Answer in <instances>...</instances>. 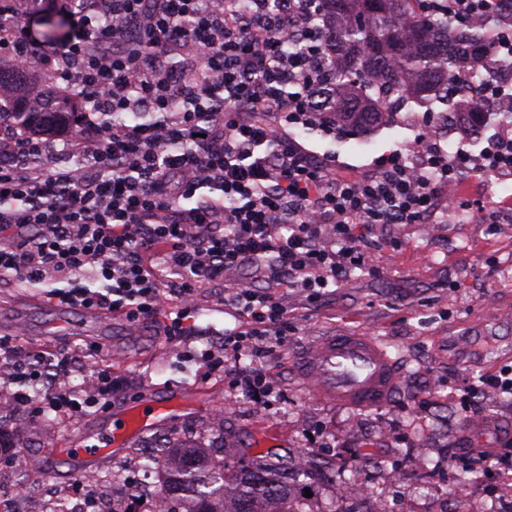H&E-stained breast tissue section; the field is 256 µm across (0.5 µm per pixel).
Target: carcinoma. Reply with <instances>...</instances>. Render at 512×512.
Wrapping results in <instances>:
<instances>
[{
  "instance_id": "cac0c4a2",
  "label": "carcinoma",
  "mask_w": 512,
  "mask_h": 512,
  "mask_svg": "<svg viewBox=\"0 0 512 512\" xmlns=\"http://www.w3.org/2000/svg\"><path fill=\"white\" fill-rule=\"evenodd\" d=\"M67 22L61 9L45 15L42 40H57ZM314 24L329 65L320 81L331 87L318 98L319 108L338 123L356 118L348 134L368 133L388 116L380 100L390 89L402 101L431 112L451 104L470 133L480 131L481 124L469 118L467 92L457 83V73L493 74L497 62L489 48L497 38L495 25L460 24L428 13L423 0H320ZM28 84L21 73L0 67V91H18L10 106L14 121L40 134L56 132V122L66 113L31 111L24 94ZM286 469L285 461L273 469L250 463L218 468L201 448H175L164 484L170 496L185 502V512H279L276 505L290 499V486L282 476ZM229 471L236 480V494L227 508L224 489Z\"/></svg>"
}]
</instances>
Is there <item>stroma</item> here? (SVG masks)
I'll return each mask as SVG.
<instances>
[{"instance_id":"35a3bbf8","label":"stroma","mask_w":512,"mask_h":512,"mask_svg":"<svg viewBox=\"0 0 512 512\" xmlns=\"http://www.w3.org/2000/svg\"><path fill=\"white\" fill-rule=\"evenodd\" d=\"M495 122L480 136L464 138L448 129L443 113L426 117L408 104L377 130L358 136L302 130L315 151L337 167L361 169L395 149L422 148L440 141L456 146L468 140L479 151ZM460 195L483 202L466 221L436 224H379L367 246L379 275L355 272L348 284L320 301L289 293L287 347L271 362L273 391L254 400L235 385L228 369L198 361L205 349L221 344L237 320L224 312V289H201L184 335L169 338L160 324L104 318L90 311L50 305L41 288L0 277V337L19 348L70 360L69 386L84 394L83 375L95 361L110 363L127 384L106 410L92 409L80 429L93 433L125 409L150 397L176 401L164 421L135 434L119 449L107 470L121 467L135 451L178 445L208 452L232 447L250 457L274 450L297 458L305 453L314 468L289 473L291 487L309 488L310 512H341V491L352 468L376 483L386 512H431L435 499L412 473L410 463H429L440 481L448 479V451L460 448L472 409L512 419V394L485 396L484 376L512 368V220L493 221L500 201L512 198V180H495L479 169L462 173ZM358 331L389 340L407 374L385 406L339 409L316 402L293 374L292 358L316 336ZM14 438L17 450L33 461L19 480H50L63 486L80 477L78 466L55 451L72 428L64 413L24 414ZM512 475V447L497 452L478 479L467 482L470 496L491 503Z\"/></svg>"}]
</instances>
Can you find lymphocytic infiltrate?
Segmentation results:
<instances>
[{"label": "lymphocytic infiltrate", "instance_id": "lymphocytic-infiltrate-1", "mask_svg": "<svg viewBox=\"0 0 512 512\" xmlns=\"http://www.w3.org/2000/svg\"><path fill=\"white\" fill-rule=\"evenodd\" d=\"M460 22L496 18L491 51L512 57V0H426ZM318 0L256 22L224 0H72L71 34L45 48L22 28L0 42V61L48 65L59 97L84 102L68 132L47 138L10 126L0 134V275L48 286L50 302L162 320L183 335L198 292L224 287L239 321L224 347L240 386L265 397L262 353L284 346L288 307L278 289L338 288L355 271L378 274L366 249L376 224H432L473 209L448 193L471 167L512 177V137L479 153L432 143L351 172L307 147L299 132L324 127L309 81ZM102 112H152L150 124H102ZM92 276L95 287L84 284ZM65 360L29 356L47 384L13 392L20 407L78 417L111 405L123 383L93 369L92 393L55 387Z\"/></svg>", "mask_w": 512, "mask_h": 512}]
</instances>
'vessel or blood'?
I'll list each match as a JSON object with an SVG mask.
<instances>
[{
	"label": "vessel or blood",
	"mask_w": 512,
	"mask_h": 512,
	"mask_svg": "<svg viewBox=\"0 0 512 512\" xmlns=\"http://www.w3.org/2000/svg\"><path fill=\"white\" fill-rule=\"evenodd\" d=\"M301 385L317 400L366 410L387 405L399 391L405 366L377 336L337 332L322 336L296 357ZM140 416L94 434L68 437L64 453L80 462L111 459L127 439V426H144Z\"/></svg>",
	"instance_id": "obj_1"
}]
</instances>
